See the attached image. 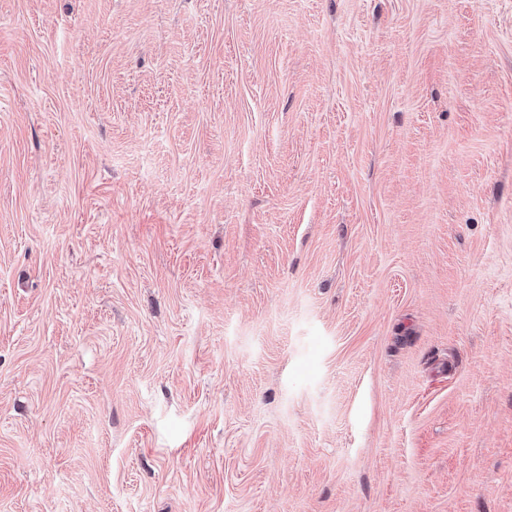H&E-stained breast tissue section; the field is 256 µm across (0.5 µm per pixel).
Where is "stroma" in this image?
Wrapping results in <instances>:
<instances>
[{"instance_id": "35a3bbf8", "label": "stroma", "mask_w": 512, "mask_h": 512, "mask_svg": "<svg viewBox=\"0 0 512 512\" xmlns=\"http://www.w3.org/2000/svg\"><path fill=\"white\" fill-rule=\"evenodd\" d=\"M0 512H512V0H0Z\"/></svg>"}]
</instances>
